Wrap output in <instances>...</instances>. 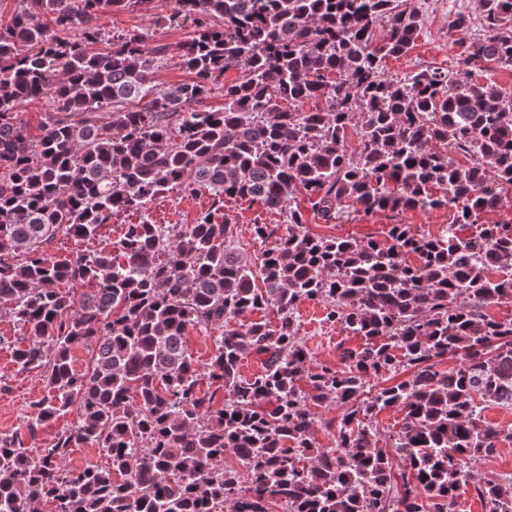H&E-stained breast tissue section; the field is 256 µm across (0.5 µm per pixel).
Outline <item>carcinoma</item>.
<instances>
[{"label":"carcinoma","mask_w":512,"mask_h":512,"mask_svg":"<svg viewBox=\"0 0 512 512\" xmlns=\"http://www.w3.org/2000/svg\"><path fill=\"white\" fill-rule=\"evenodd\" d=\"M152 2L19 0L0 18V315L28 336L15 362L47 387L25 434H0V512H457L468 488L485 512H512V487L469 475L512 437L482 417L512 396V319L485 311L512 296L496 279L512 271V223L462 235L512 192V94L464 77L512 65V0H481L485 34L463 45L457 71L403 77L384 66L421 29L408 0H174L161 20L187 30L191 79L168 89L153 81L167 46L98 24ZM230 71L224 108L209 109ZM40 97L53 108L34 135L22 104ZM183 184L210 207L193 224L152 223L153 199ZM295 194L326 224L350 208L454 214L438 235L392 224L383 245L311 233ZM234 197L285 216L252 224L258 256L234 245ZM129 211L140 221L106 247L46 252ZM302 300L362 349L308 365ZM262 310L276 325L240 322ZM195 328L219 331L202 368L186 349ZM91 341L93 366L79 372L72 350ZM251 356L262 371L247 377ZM445 358L456 365L441 369ZM402 369L413 373L370 385ZM332 402L346 410L321 448L313 408ZM75 403L78 426L38 444ZM392 407L405 412L399 472L372 427ZM83 447L106 465L67 467Z\"/></svg>","instance_id":"1"}]
</instances>
